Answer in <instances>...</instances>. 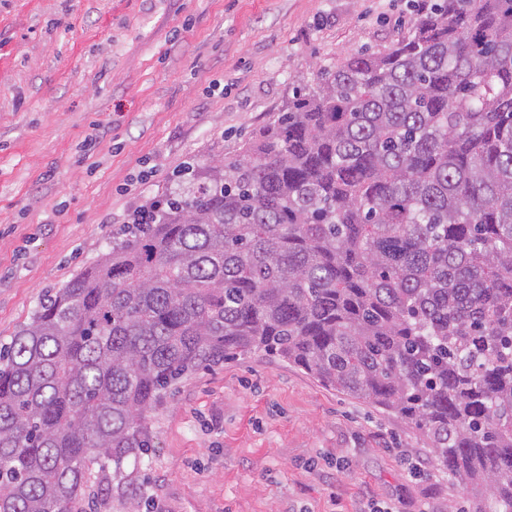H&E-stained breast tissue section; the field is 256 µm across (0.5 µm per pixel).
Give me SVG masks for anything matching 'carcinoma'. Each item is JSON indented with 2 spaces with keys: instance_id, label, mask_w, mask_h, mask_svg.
<instances>
[{
  "instance_id": "carcinoma-1",
  "label": "carcinoma",
  "mask_w": 512,
  "mask_h": 512,
  "mask_svg": "<svg viewBox=\"0 0 512 512\" xmlns=\"http://www.w3.org/2000/svg\"><path fill=\"white\" fill-rule=\"evenodd\" d=\"M297 86L236 157L139 210L0 347V512H87L165 392L261 351L416 428L474 512H512V0Z\"/></svg>"
}]
</instances>
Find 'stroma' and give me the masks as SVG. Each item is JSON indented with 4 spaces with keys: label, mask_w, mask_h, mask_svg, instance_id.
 I'll list each match as a JSON object with an SVG mask.
<instances>
[{
    "label": "stroma",
    "mask_w": 512,
    "mask_h": 512,
    "mask_svg": "<svg viewBox=\"0 0 512 512\" xmlns=\"http://www.w3.org/2000/svg\"><path fill=\"white\" fill-rule=\"evenodd\" d=\"M408 0H0V343L194 159L232 158L320 66L388 46ZM124 472L151 512H469L398 415L255 353L166 395Z\"/></svg>",
    "instance_id": "stroma-1"
}]
</instances>
